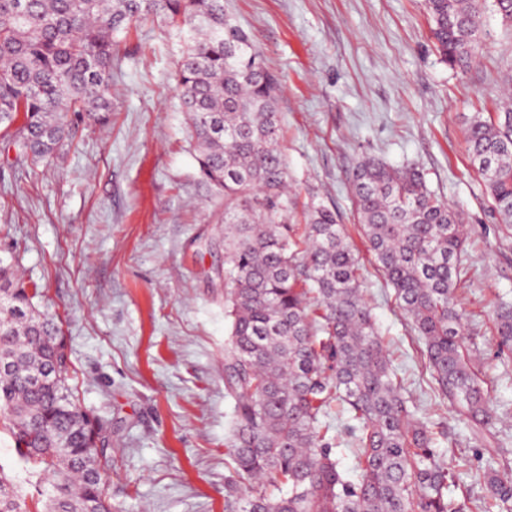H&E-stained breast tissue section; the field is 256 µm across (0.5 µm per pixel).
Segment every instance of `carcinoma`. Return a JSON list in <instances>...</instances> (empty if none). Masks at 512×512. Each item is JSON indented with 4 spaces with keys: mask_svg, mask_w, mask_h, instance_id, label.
<instances>
[{
    "mask_svg": "<svg viewBox=\"0 0 512 512\" xmlns=\"http://www.w3.org/2000/svg\"><path fill=\"white\" fill-rule=\"evenodd\" d=\"M489 10L512 27V0H426L444 61L470 65ZM154 17L190 25L176 70L186 135L201 178L224 197L227 448L238 478L256 486L247 499L229 489L225 512H461L448 498L460 472L410 410L340 214L312 200L303 233L288 224L295 196L280 147V80L224 0H0V154L46 164L75 125L108 122L116 36ZM465 142L508 234L512 106L473 114ZM352 196L368 249L423 341L435 391L472 439L496 438L500 417L456 300L458 214L418 168L375 157L359 163ZM38 295L0 257V427L18 463L43 479L29 499L0 465V512H110L102 474L112 459L91 438L106 422L82 408L62 321L38 311ZM492 325L499 349L512 352V302L493 307ZM334 403L354 423V481L328 437ZM476 479L512 507L511 476L489 468Z\"/></svg>",
    "mask_w": 512,
    "mask_h": 512,
    "instance_id": "cac0c4a2",
    "label": "carcinoma"
}]
</instances>
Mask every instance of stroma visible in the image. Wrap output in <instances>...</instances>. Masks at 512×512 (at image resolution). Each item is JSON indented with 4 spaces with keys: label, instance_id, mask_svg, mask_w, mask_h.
Listing matches in <instances>:
<instances>
[{
    "label": "stroma",
    "instance_id": "1",
    "mask_svg": "<svg viewBox=\"0 0 512 512\" xmlns=\"http://www.w3.org/2000/svg\"><path fill=\"white\" fill-rule=\"evenodd\" d=\"M425 0H226L264 65L279 75L289 180L343 216L362 262L365 297L413 411L442 431L439 451L469 470L453 498L464 512H501L473 478L512 473V354L496 358L490 312L512 301L504 236L465 148V122L493 113L512 87V28L484 18L486 46L458 70L429 38ZM177 29L157 19L120 37L112 119L82 124L47 165L0 159V256L37 284L40 311L63 319L84 409L107 419L103 475L112 512H224L236 475L226 441L224 202L200 178L185 141ZM366 156L421 169L458 213L470 318L499 409V442L470 440L433 391L419 342L354 217L352 182Z\"/></svg>",
    "mask_w": 512,
    "mask_h": 512
}]
</instances>
